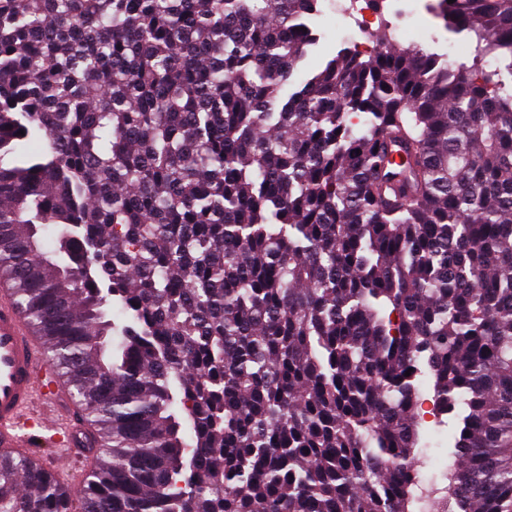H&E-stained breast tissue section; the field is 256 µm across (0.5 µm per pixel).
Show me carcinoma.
I'll return each instance as SVG.
<instances>
[{"mask_svg":"<svg viewBox=\"0 0 512 512\" xmlns=\"http://www.w3.org/2000/svg\"><path fill=\"white\" fill-rule=\"evenodd\" d=\"M317 16L0 0V278L97 441L80 508L15 456L0 512H512V0L296 86ZM439 427L432 426L426 427L422 425L421 434L422 441L421 445L424 448H420L422 453L429 457L428 466L423 469V474L426 478H431L433 475H437V482L442 483L440 477L441 471L448 465V446L444 441V434L438 432ZM447 446V447H446Z\"/></svg>","mask_w":512,"mask_h":512,"instance_id":"1","label":"carcinoma"}]
</instances>
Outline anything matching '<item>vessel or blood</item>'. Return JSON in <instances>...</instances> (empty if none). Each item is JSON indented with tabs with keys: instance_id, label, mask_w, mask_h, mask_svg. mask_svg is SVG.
Segmentation results:
<instances>
[{
	"instance_id": "b4317fda",
	"label": "vessel or blood",
	"mask_w": 512,
	"mask_h": 512,
	"mask_svg": "<svg viewBox=\"0 0 512 512\" xmlns=\"http://www.w3.org/2000/svg\"><path fill=\"white\" fill-rule=\"evenodd\" d=\"M91 446L86 420L70 408L66 385L47 363L42 339L0 280V448L26 453L64 489L75 491L83 484Z\"/></svg>"
}]
</instances>
